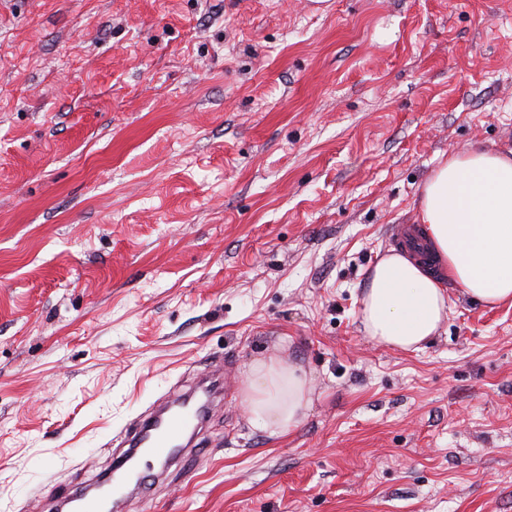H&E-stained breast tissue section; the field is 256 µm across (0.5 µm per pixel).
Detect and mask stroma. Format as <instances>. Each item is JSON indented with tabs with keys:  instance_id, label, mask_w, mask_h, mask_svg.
Instances as JSON below:
<instances>
[{
	"instance_id": "1",
	"label": "stroma",
	"mask_w": 512,
	"mask_h": 512,
	"mask_svg": "<svg viewBox=\"0 0 512 512\" xmlns=\"http://www.w3.org/2000/svg\"><path fill=\"white\" fill-rule=\"evenodd\" d=\"M512 149V0H0V512H54L211 361L185 473L121 512H512V307L359 318L443 157ZM311 381L279 438L247 366Z\"/></svg>"
}]
</instances>
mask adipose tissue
I'll use <instances>...</instances> for the list:
<instances>
[{
    "mask_svg": "<svg viewBox=\"0 0 512 512\" xmlns=\"http://www.w3.org/2000/svg\"><path fill=\"white\" fill-rule=\"evenodd\" d=\"M419 222L441 274L390 250L372 267L360 318L373 341L419 350L448 316L446 281L481 304L512 303V156L484 149L449 155L422 184ZM250 424L289 433L311 405L304 372L280 359L250 364L242 389Z\"/></svg>",
    "mask_w": 512,
    "mask_h": 512,
    "instance_id": "obj_1",
    "label": "adipose tissue"
}]
</instances>
